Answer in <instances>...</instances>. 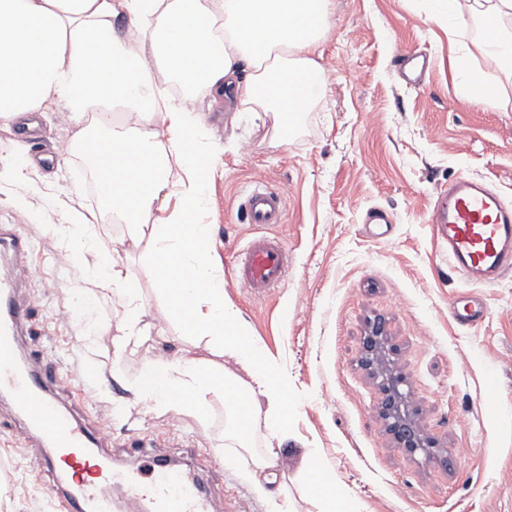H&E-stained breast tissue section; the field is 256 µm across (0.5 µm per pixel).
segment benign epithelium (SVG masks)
Instances as JSON below:
<instances>
[{
    "instance_id": "7a95c632",
    "label": "benign epithelium",
    "mask_w": 512,
    "mask_h": 512,
    "mask_svg": "<svg viewBox=\"0 0 512 512\" xmlns=\"http://www.w3.org/2000/svg\"><path fill=\"white\" fill-rule=\"evenodd\" d=\"M362 350L365 365L381 377L384 398L379 407L380 414L399 446L409 452L433 447L406 409L407 393L402 389L404 378L385 367L390 349L386 345L383 325L377 322L370 327L363 337Z\"/></svg>"
}]
</instances>
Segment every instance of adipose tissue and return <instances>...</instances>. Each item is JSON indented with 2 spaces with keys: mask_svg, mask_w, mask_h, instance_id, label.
Listing matches in <instances>:
<instances>
[{
  "mask_svg": "<svg viewBox=\"0 0 512 512\" xmlns=\"http://www.w3.org/2000/svg\"><path fill=\"white\" fill-rule=\"evenodd\" d=\"M449 27L481 16L476 54L512 59V0H432ZM147 31L121 37L118 17ZM331 25L329 0H0V124L18 123L59 101L83 124L77 140L112 194V211L127 224L162 216L148 231L150 255L169 316L183 334L206 342L214 355L244 366L247 378L192 357L151 365L164 383L138 382L144 400L204 419L208 398L222 396L234 417L228 437L247 447L258 422L274 435L288 431V379L248 338L238 309L224 301V280L211 259L212 227L195 222L204 209L208 176L217 157L198 142L202 116L164 97L150 73L157 65L178 76L201 75L211 101L235 97L247 112L270 117L274 128L307 110L324 89L320 47ZM125 117H107L114 106ZM163 122L168 143L152 127ZM183 159L186 178L179 209L167 211L168 157ZM106 273L95 294L126 299L125 333L116 357L142 342L140 310L114 255L98 254Z\"/></svg>",
  "mask_w": 512,
  "mask_h": 512,
  "instance_id": "adipose-tissue-1",
  "label": "adipose tissue"
}]
</instances>
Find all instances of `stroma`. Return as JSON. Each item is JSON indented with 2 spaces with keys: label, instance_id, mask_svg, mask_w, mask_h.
<instances>
[{
  "label": "stroma",
  "instance_id": "1",
  "mask_svg": "<svg viewBox=\"0 0 512 512\" xmlns=\"http://www.w3.org/2000/svg\"><path fill=\"white\" fill-rule=\"evenodd\" d=\"M323 39V95L280 136L268 117L226 103L202 110L205 142L218 155L208 181L203 223L212 225L214 262L224 299L236 307L253 342L288 377L293 415L268 488L291 512H318L299 466L304 449L344 491L346 512H512V273L494 285L471 284L448 264L447 248L429 222L441 192L460 175L481 178L512 199V66L491 56L472 64L500 86L493 102L465 98L454 59L471 48L470 27L448 40V22L428 0H330ZM402 49L431 60L424 82L406 81L394 67ZM346 69L333 68L336 57ZM61 103L42 114L36 140H19L0 124V147L59 151L47 166H31L18 188L0 159V224L26 226L34 240L22 292L39 297L36 333L47 365L62 377L63 397L90 420L106 422L115 465L137 470L135 434L152 452L176 461L217 459L207 472L222 512H270L243 472L269 432L257 426L252 445H224L225 407L211 398L205 419L143 401L141 370L180 353L208 358L204 343L183 336L167 313L145 245L127 224H107L87 188L79 160L62 153L79 130L61 120ZM286 189L284 223L260 229L244 223L241 204L255 178ZM105 228V246L121 259L147 339L115 359L123 333L122 301H93L78 323L64 314L100 272L94 255L73 259L59 238L60 209ZM386 224L367 223L372 210ZM288 249V278L256 296L231 274L237 252L255 236ZM475 297L486 309L474 328L457 325L452 302ZM382 320L392 366L406 380L411 415L430 451L399 448L378 412L380 378L362 364L361 340ZM95 373L96 382L85 379ZM19 423L0 400V512H55L59 485L45 453L25 447Z\"/></svg>",
  "mask_w": 512,
  "mask_h": 512
}]
</instances>
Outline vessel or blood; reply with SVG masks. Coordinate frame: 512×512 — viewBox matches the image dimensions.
<instances>
[{
  "instance_id": "b4317fda",
  "label": "vessel or blood",
  "mask_w": 512,
  "mask_h": 512,
  "mask_svg": "<svg viewBox=\"0 0 512 512\" xmlns=\"http://www.w3.org/2000/svg\"><path fill=\"white\" fill-rule=\"evenodd\" d=\"M242 215L256 226L284 223L285 196L257 181ZM430 222L448 243L451 265L473 281L491 284L512 271V204L484 182L467 176L449 182ZM32 244L25 227L0 225V398L22 419L24 443L52 449L56 478L75 484L76 494L59 501L60 512H112L104 491L115 484L144 512H216L213 499L176 464L154 458L138 473L113 466L102 430L74 418L58 398L41 354L23 348L25 334L34 330V309L16 302L12 267L26 262ZM233 272L255 294L280 287L288 274L286 249L280 241L254 238Z\"/></svg>"
}]
</instances>
